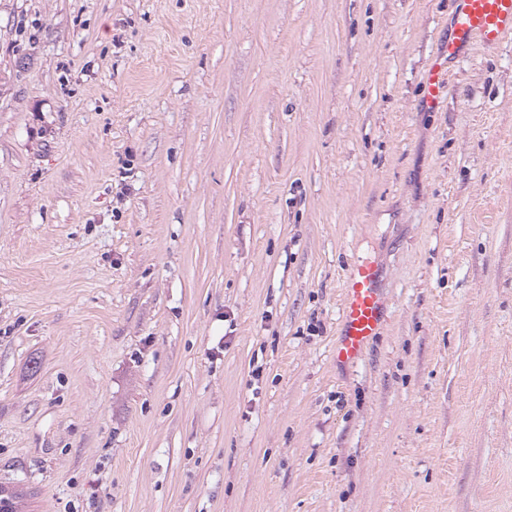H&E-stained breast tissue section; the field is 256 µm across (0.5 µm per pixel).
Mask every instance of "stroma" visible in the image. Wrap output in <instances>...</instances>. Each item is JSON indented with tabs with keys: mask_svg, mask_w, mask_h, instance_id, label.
Here are the masks:
<instances>
[{
	"mask_svg": "<svg viewBox=\"0 0 512 512\" xmlns=\"http://www.w3.org/2000/svg\"><path fill=\"white\" fill-rule=\"evenodd\" d=\"M447 22L0 0V483L31 512H512V50L420 111ZM356 260L390 312L340 371Z\"/></svg>",
	"mask_w": 512,
	"mask_h": 512,
	"instance_id": "obj_1",
	"label": "stroma"
}]
</instances>
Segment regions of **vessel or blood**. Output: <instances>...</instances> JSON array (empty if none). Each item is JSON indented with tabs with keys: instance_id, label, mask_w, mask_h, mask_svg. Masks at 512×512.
<instances>
[{
	"instance_id": "obj_1",
	"label": "vessel or blood",
	"mask_w": 512,
	"mask_h": 512,
	"mask_svg": "<svg viewBox=\"0 0 512 512\" xmlns=\"http://www.w3.org/2000/svg\"><path fill=\"white\" fill-rule=\"evenodd\" d=\"M447 32L441 36L422 71L419 102L438 110L448 93L454 66L469 59L476 47L499 49L512 45V0H450ZM339 321L332 359L337 366L358 364L386 318L387 299L381 271L371 262L355 261L343 274Z\"/></svg>"
}]
</instances>
